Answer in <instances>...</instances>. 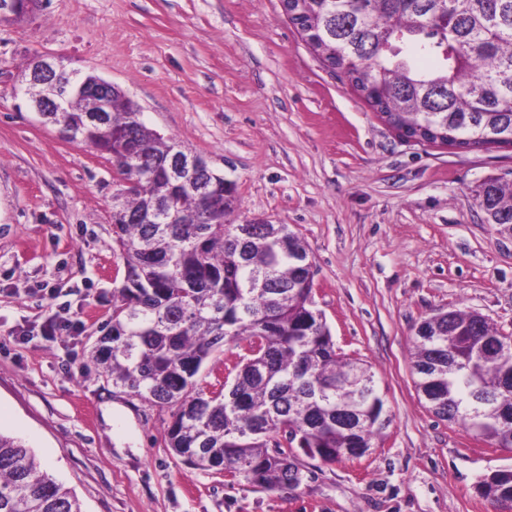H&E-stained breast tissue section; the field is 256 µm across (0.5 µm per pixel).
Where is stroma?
Segmentation results:
<instances>
[{
  "instance_id": "obj_1",
  "label": "stroma",
  "mask_w": 512,
  "mask_h": 512,
  "mask_svg": "<svg viewBox=\"0 0 512 512\" xmlns=\"http://www.w3.org/2000/svg\"><path fill=\"white\" fill-rule=\"evenodd\" d=\"M37 52L118 86L148 127L223 172L240 199L228 223L299 233L337 351L385 391L377 448L304 458L288 492L231 484L167 447L171 408L98 375L90 350L124 278L112 165L16 95ZM511 172L512 148L399 136L279 0H42L32 19L0 24V433L83 512H493L477 483L512 468V450L434 416L410 350L420 323L450 309L512 334V229L476 202L484 179Z\"/></svg>"
}]
</instances>
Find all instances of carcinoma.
Returning a JSON list of instances; mask_svg holds the SVG:
<instances>
[{
  "mask_svg": "<svg viewBox=\"0 0 512 512\" xmlns=\"http://www.w3.org/2000/svg\"><path fill=\"white\" fill-rule=\"evenodd\" d=\"M309 46L401 135L453 149L512 147V0H297ZM99 121L64 99L48 123L112 161L135 186L112 212L124 260L112 320L91 360L112 386L176 407L165 440L183 461L237 473L278 492L303 480L299 454L326 464L369 454L390 424L365 364L336 352L315 309L304 241L286 224L225 223L237 204L224 176L204 166L179 185L171 157L185 153L116 94ZM489 224L512 227V178L484 180ZM257 345L225 368L229 386L197 382L225 345ZM418 392L442 420L512 449V336L459 309L417 328ZM512 510V469L477 485ZM0 512H82L22 442L0 433Z\"/></svg>",
  "mask_w": 512,
  "mask_h": 512,
  "instance_id": "obj_1",
  "label": "carcinoma"
}]
</instances>
